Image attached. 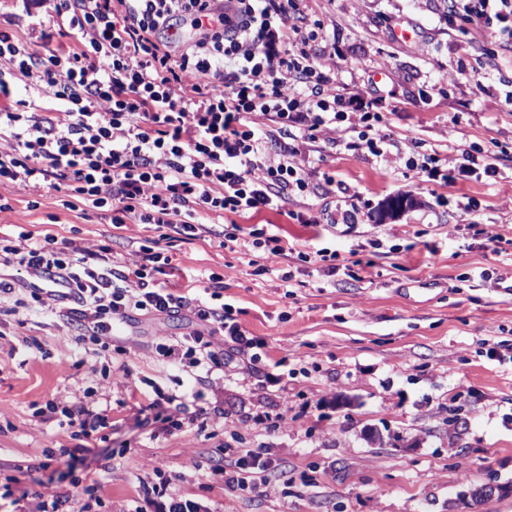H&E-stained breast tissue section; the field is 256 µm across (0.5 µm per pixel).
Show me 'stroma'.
Masks as SVG:
<instances>
[{"instance_id": "obj_1", "label": "stroma", "mask_w": 512, "mask_h": 512, "mask_svg": "<svg viewBox=\"0 0 512 512\" xmlns=\"http://www.w3.org/2000/svg\"><path fill=\"white\" fill-rule=\"evenodd\" d=\"M296 4L321 25L314 49L333 54L337 84L382 99L379 127L405 153L443 159L462 143L492 151L498 176L445 166L428 181L401 163L383 168L366 148L318 141L306 149L307 196L225 214L223 228L276 225L298 251H336L335 269L216 238L171 242L175 288L200 297L210 274L223 275L225 303L259 343L254 356L230 355L211 336L224 367L203 384L159 349L183 342L191 317L136 310L105 344L37 303L26 273L5 267L25 305L0 315V512L65 472L76 441L57 408L81 399L108 417L75 470L94 487L92 512L143 505L147 475L136 464L146 460L184 472L178 490L209 512H512V359L489 354L512 342V50L449 19L444 0ZM49 21L45 0H0V31L23 44L41 45ZM407 25L412 39L398 40ZM456 68L463 74L449 82ZM0 195L10 204L0 236L49 230L79 251L110 247L118 266L139 263L145 239L160 235L63 207L45 187ZM397 195L412 206L378 220ZM160 393L172 399L166 418L136 425ZM216 405L223 420L192 424ZM228 448L262 449L286 482L261 497L229 490L211 473Z\"/></svg>"}]
</instances>
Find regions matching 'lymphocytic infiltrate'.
Listing matches in <instances>:
<instances>
[{
  "label": "lymphocytic infiltrate",
  "instance_id": "obj_1",
  "mask_svg": "<svg viewBox=\"0 0 512 512\" xmlns=\"http://www.w3.org/2000/svg\"><path fill=\"white\" fill-rule=\"evenodd\" d=\"M294 0H55L59 28L74 46L50 53L0 33V97L14 80H35L52 112L0 107V187L30 184L64 193V207L84 205L114 226L154 224L177 238L212 236L205 216L274 208L282 196L306 193L302 148L344 124L383 166L399 159V144L362 125L369 112L349 115L354 99L328 74L332 56L312 53L307 19ZM449 17L490 27L512 45V0H449ZM189 21L199 39L172 48L174 20ZM272 118L289 144L267 150L256 116ZM126 272L110 248L75 253L53 233L22 229L0 237V262L42 281L55 314L78 321L85 335L111 340L115 321L133 310L193 314L221 333L231 350L255 347L224 301V277L211 275L203 299L168 288L160 277L169 257L160 240L141 249ZM135 278L136 291L124 283ZM246 449L234 468L215 464L228 487L265 495L279 465ZM158 480L145 486L153 512H207L180 494V472L147 461Z\"/></svg>",
  "mask_w": 512,
  "mask_h": 512
}]
</instances>
